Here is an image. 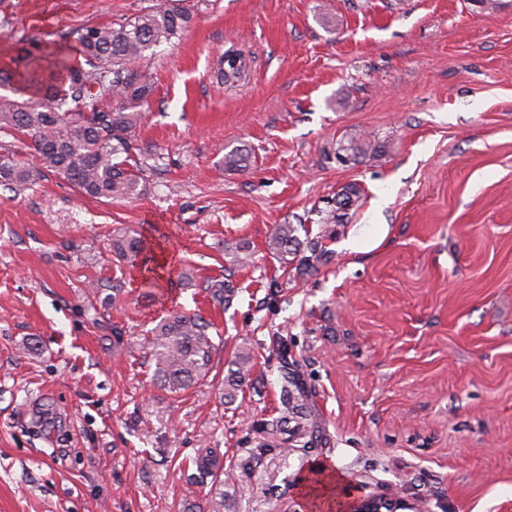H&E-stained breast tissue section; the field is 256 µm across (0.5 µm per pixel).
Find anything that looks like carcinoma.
<instances>
[{
  "mask_svg": "<svg viewBox=\"0 0 512 512\" xmlns=\"http://www.w3.org/2000/svg\"><path fill=\"white\" fill-rule=\"evenodd\" d=\"M189 0H165L131 17L109 24L86 26L77 32L75 58L63 57L44 66L42 49L29 45H3L0 53L13 54L17 69H0V83L19 84L18 96H0V130L21 132L34 142L41 166L63 174L85 196L96 200L131 199L147 189L143 166L135 160L138 147L132 132L141 122L137 108L152 94L153 84L141 72L149 52L169 43L188 27ZM243 54L230 48L220 60L222 80L234 82L242 74ZM117 102L110 105L107 98ZM37 172L14 153H0V186L13 192L33 185ZM360 198L355 184L343 188L336 207L325 212L324 224H342L347 207ZM303 224H277L267 241L268 251L282 263L296 264L301 277L313 269L327 250L319 239H301ZM142 241L124 233L112 238V253L127 264L143 253ZM307 250L310 255L302 254ZM224 257L233 266L251 261L248 247L224 243ZM210 324L197 314L174 313L161 320L146 339L164 388L186 391L208 377L215 350ZM251 362L250 353L238 354L236 369L224 380L227 395L242 389ZM299 388L293 376L282 382L283 412L276 429L286 432L300 413L294 402Z\"/></svg>",
  "mask_w": 512,
  "mask_h": 512,
  "instance_id": "obj_1",
  "label": "carcinoma"
}]
</instances>
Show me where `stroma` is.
I'll return each mask as SVG.
<instances>
[{"instance_id": "35a3bbf8", "label": "stroma", "mask_w": 512, "mask_h": 512, "mask_svg": "<svg viewBox=\"0 0 512 512\" xmlns=\"http://www.w3.org/2000/svg\"><path fill=\"white\" fill-rule=\"evenodd\" d=\"M155 2L0 0V39L63 48ZM191 2L143 67L144 195L86 198L46 170L0 187V512H199L219 493L227 512H305L318 467L336 497L512 512V0ZM233 46L244 72L223 85ZM363 140L375 155L337 160ZM234 148L246 168H225ZM349 184L331 259L298 276L271 229L324 234ZM120 228L173 270L144 284L112 256ZM230 239L250 265L227 262ZM176 311L210 320L219 350L172 394L145 339ZM286 372L306 404L288 450L271 426ZM208 448L215 476L194 465ZM360 189L355 184L347 185L343 188L339 199L336 200V207L329 211H324L325 216L322 217L323 224H342L347 215V207L354 205L360 198ZM251 359L252 357L249 352L242 351L238 354L236 361L234 362L237 369H231L230 374L224 380L226 395H229L230 397L235 396L239 390H242L246 378L245 372L249 371L248 368H250L249 364Z\"/></svg>"}]
</instances>
